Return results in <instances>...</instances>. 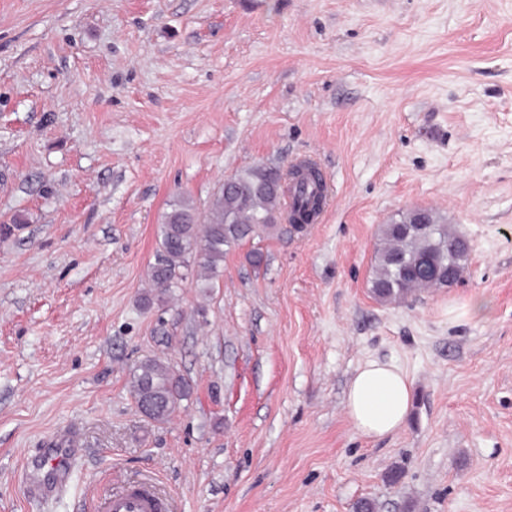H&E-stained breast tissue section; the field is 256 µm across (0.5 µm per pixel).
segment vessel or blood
<instances>
[{"instance_id":"vessel-or-blood-1","label":"vessel or blood","mask_w":512,"mask_h":512,"mask_svg":"<svg viewBox=\"0 0 512 512\" xmlns=\"http://www.w3.org/2000/svg\"><path fill=\"white\" fill-rule=\"evenodd\" d=\"M74 463L70 441L57 440L42 456L24 465V481L36 495L53 496L67 488ZM97 508L99 512H169L170 504L150 483L142 482L110 494Z\"/></svg>"}]
</instances>
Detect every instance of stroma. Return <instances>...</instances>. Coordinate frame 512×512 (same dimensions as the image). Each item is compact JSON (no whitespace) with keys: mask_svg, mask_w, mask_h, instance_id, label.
I'll use <instances>...</instances> for the list:
<instances>
[{"mask_svg":"<svg viewBox=\"0 0 512 512\" xmlns=\"http://www.w3.org/2000/svg\"><path fill=\"white\" fill-rule=\"evenodd\" d=\"M301 155L323 223L152 288L173 196L203 216ZM415 207L468 272L380 303L379 228ZM373 358L413 408L369 441L345 394ZM147 359L190 385L165 422L131 392ZM63 430L70 486L29 497L25 458ZM148 478L174 512H512V0H0V512Z\"/></svg>","mask_w":512,"mask_h":512,"instance_id":"obj_1","label":"stroma"}]
</instances>
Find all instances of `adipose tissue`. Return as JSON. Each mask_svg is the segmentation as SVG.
Returning a JSON list of instances; mask_svg holds the SVG:
<instances>
[{"instance_id": "obj_1", "label": "adipose tissue", "mask_w": 512, "mask_h": 512, "mask_svg": "<svg viewBox=\"0 0 512 512\" xmlns=\"http://www.w3.org/2000/svg\"><path fill=\"white\" fill-rule=\"evenodd\" d=\"M413 380L394 361L369 359L348 383L346 415L364 437L380 439L401 430L409 416Z\"/></svg>"}]
</instances>
